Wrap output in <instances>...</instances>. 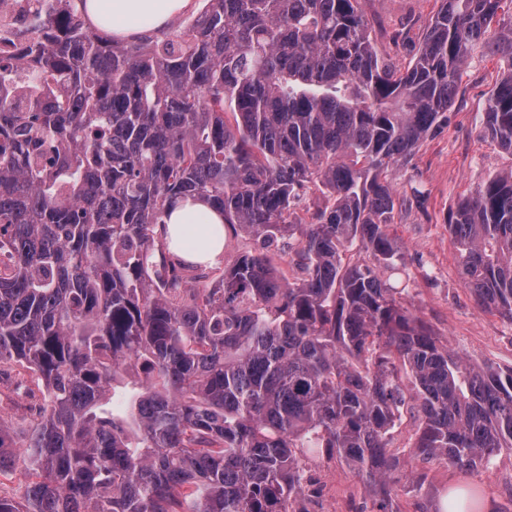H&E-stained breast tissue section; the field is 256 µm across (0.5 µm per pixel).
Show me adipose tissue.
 Listing matches in <instances>:
<instances>
[{
	"label": "adipose tissue",
	"instance_id": "adipose-tissue-1",
	"mask_svg": "<svg viewBox=\"0 0 512 512\" xmlns=\"http://www.w3.org/2000/svg\"><path fill=\"white\" fill-rule=\"evenodd\" d=\"M190 0H86L85 11L95 26L127 38L140 31L165 30L185 12ZM172 252L202 265L217 264L224 255V218L205 203L186 199L165 218Z\"/></svg>",
	"mask_w": 512,
	"mask_h": 512
}]
</instances>
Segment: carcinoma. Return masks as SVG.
<instances>
[{
	"instance_id": "obj_1",
	"label": "carcinoma",
	"mask_w": 512,
	"mask_h": 512,
	"mask_svg": "<svg viewBox=\"0 0 512 512\" xmlns=\"http://www.w3.org/2000/svg\"><path fill=\"white\" fill-rule=\"evenodd\" d=\"M510 1L440 0L403 71L357 0H202L132 40L47 0L0 54V373L43 385L21 449L0 421V475L27 473L0 512H298L320 448L369 488L402 472L405 410L425 460L512 450V368L437 345L376 268L404 266L388 168L440 127L469 59L512 65ZM484 132L512 154V69ZM184 198L257 247L213 278L172 253ZM448 229L477 307L512 321V169ZM353 246L376 264L344 263ZM405 423L401 427L393 430L391 449L399 455H404L406 458L410 455L415 442V427L410 421L409 416L405 413Z\"/></svg>"
}]
</instances>
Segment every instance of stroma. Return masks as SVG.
I'll use <instances>...</instances> for the list:
<instances>
[{
  "mask_svg": "<svg viewBox=\"0 0 512 512\" xmlns=\"http://www.w3.org/2000/svg\"><path fill=\"white\" fill-rule=\"evenodd\" d=\"M371 38L381 57L405 67L415 53L427 18L438 0H360ZM508 64L474 57L461 72L448 120L428 135L412 160L390 170L398 198L390 229L404 255L401 277L412 312L434 331L440 344L470 363L512 367V322L480 311L459 274L458 253L448 231V216L459 201L488 177L512 167V156L484 139L481 127L491 91ZM14 379L0 380V419L13 445H22L34 422L41 395L14 390ZM412 422L392 433L391 448L410 457L407 472L389 487L397 512H441L452 486L476 489L489 512H512V451H502L489 468L465 472L438 460L411 458ZM311 480L306 496L327 494L336 512H378L379 493L366 489L362 477L326 451L304 458Z\"/></svg>",
  "mask_w": 512,
  "mask_h": 512,
  "instance_id": "35a3bbf8",
  "label": "stroma"
}]
</instances>
